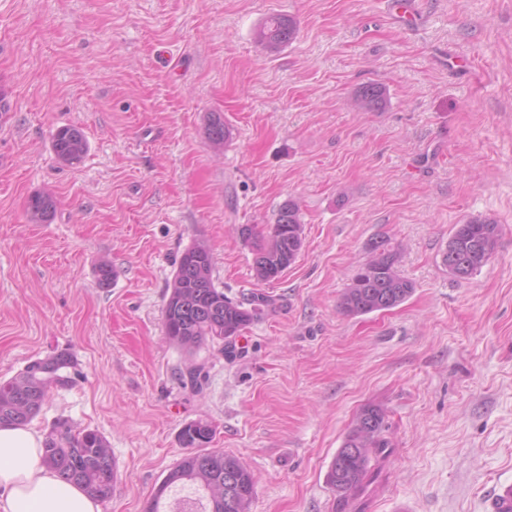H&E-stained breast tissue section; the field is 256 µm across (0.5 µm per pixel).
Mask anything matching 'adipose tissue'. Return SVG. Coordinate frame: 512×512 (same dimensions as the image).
I'll list each match as a JSON object with an SVG mask.
<instances>
[{"mask_svg": "<svg viewBox=\"0 0 512 512\" xmlns=\"http://www.w3.org/2000/svg\"><path fill=\"white\" fill-rule=\"evenodd\" d=\"M43 437L27 425L0 428V512H100L79 487L41 463Z\"/></svg>", "mask_w": 512, "mask_h": 512, "instance_id": "adipose-tissue-1", "label": "adipose tissue"}]
</instances>
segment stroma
<instances>
[{"label":"stroma","instance_id":"stroma-1","mask_svg":"<svg viewBox=\"0 0 512 512\" xmlns=\"http://www.w3.org/2000/svg\"><path fill=\"white\" fill-rule=\"evenodd\" d=\"M271 14L298 24L272 53L255 38ZM369 83L381 111L353 106ZM0 96V380L72 354V386L31 425L108 440L118 480L102 512H147L197 419L255 475L250 512H489L512 481V0H416L408 20L385 0H0ZM214 113L232 131L220 150ZM66 125L89 143L73 167L52 150ZM39 191L56 208L31 224ZM289 199L303 247L259 282L238 228L274 223ZM470 219L503 232L457 280L442 256ZM376 237L415 291L345 315ZM197 242L226 296L273 299L232 359L164 334ZM191 361L202 388L179 378ZM368 403L391 446L343 503L326 473Z\"/></svg>","mask_w":512,"mask_h":512}]
</instances>
